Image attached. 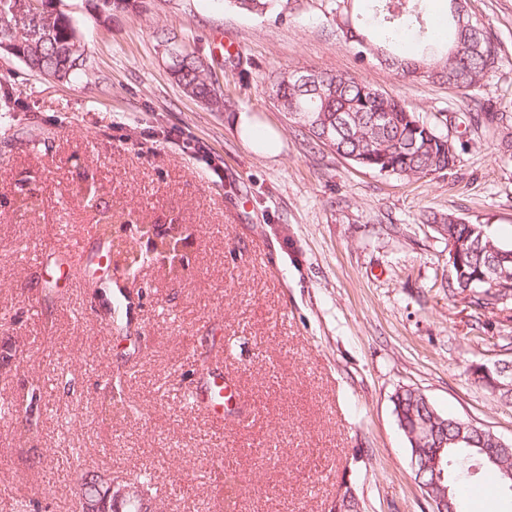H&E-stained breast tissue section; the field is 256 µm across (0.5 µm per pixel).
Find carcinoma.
I'll list each match as a JSON object with an SVG mask.
<instances>
[{
	"mask_svg": "<svg viewBox=\"0 0 512 512\" xmlns=\"http://www.w3.org/2000/svg\"><path fill=\"white\" fill-rule=\"evenodd\" d=\"M357 0H327L326 14L336 21L340 38L357 46V54H371L395 67L403 76L431 82L448 83L467 95L492 73L498 63V52L490 32L481 22H474L475 31L460 30L454 11L456 0H447L446 23L443 35L448 37L444 52L435 54L430 62L421 56L396 52L402 33L419 22L418 3L414 0H369L371 13H353ZM227 5L241 13L267 20H280L286 15L289 0H225ZM373 21L384 32L385 44L376 46L368 41L363 26ZM157 45L173 46L178 59L170 69L171 78L187 96L209 105L228 104L217 99V91L206 72L202 57L178 35L158 30ZM0 41L15 44L22 62L32 71L56 81L70 80L79 67L73 65L70 48L81 41L73 19L63 11L50 9L24 22L14 15L0 16ZM312 80L301 83L295 72L277 74L271 84L273 98L289 120L305 132L316 146L327 147L354 165L399 179L423 178L450 170L457 161L456 150L448 147V136L420 119L400 100L380 91L363 79L342 73L312 70ZM503 120L496 107L482 103L474 115L476 127L488 129ZM431 224H444L457 239L475 244L462 258L463 273H455L448 287L463 292V283L483 289L484 305H494L509 295L511 288L503 284L484 283L489 261L495 248L512 254V245H504L492 237L482 224L466 221L452 213H432ZM472 379L509 399L512 394V376L497 378L493 384L482 373V365L469 367ZM39 398L31 393L30 401L21 412L14 410L11 423L15 429L34 433L39 413ZM394 413L399 429L409 448L419 447L433 451L430 441L414 444L412 434L419 428L431 430L435 425L448 429V445L442 453L445 480L448 481L450 503L448 512H461L462 502L455 481L470 470L496 481L504 488L509 484L503 478L501 467L487 462L481 448L492 446L490 434L478 433L470 422L441 414L425 400L417 389L404 388L393 397ZM100 475L84 473L76 479L74 496L99 494ZM128 486L135 489L133 499L120 502L110 499L107 512H133L132 503L148 501L153 497L152 477L137 475Z\"/></svg>",
	"mask_w": 512,
	"mask_h": 512,
	"instance_id": "carcinoma-1",
	"label": "carcinoma"
}]
</instances>
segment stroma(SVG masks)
I'll return each instance as SVG.
<instances>
[{"mask_svg":"<svg viewBox=\"0 0 512 512\" xmlns=\"http://www.w3.org/2000/svg\"><path fill=\"white\" fill-rule=\"evenodd\" d=\"M85 44L69 82L0 54V406L40 397L36 440L7 431L0 512L34 498L73 512L72 477L116 480L150 470V512H334L352 493L361 512H432L414 481L391 398L424 393L438 413L512 442V402L467 375L471 362H512V296L481 308V289L448 292V244L428 223L452 213L512 244V0H467L488 28L498 65L464 95L360 58L336 37L321 0L284 20L224 0H143L104 20L91 0H53ZM185 37L212 65L232 110L185 95L163 66L155 28ZM247 58L225 63L213 37ZM356 75L405 103L457 147L452 170L403 180L356 167L308 139L274 100L280 70ZM488 101L503 127L473 131ZM272 129L271 156L233 126L236 113ZM222 159L214 174L190 150ZM96 189L101 210L73 200ZM41 205L24 210L21 193ZM183 224L179 277L144 265L132 310L105 326L85 311L72 269L41 253L106 219ZM234 378L224 421L183 400L200 341ZM120 382L124 406L104 397Z\"/></svg>","mask_w":512,"mask_h":512,"instance_id":"obj_1","label":"stroma"}]
</instances>
